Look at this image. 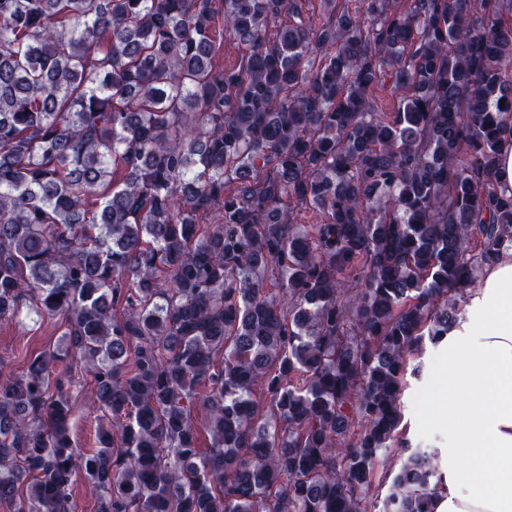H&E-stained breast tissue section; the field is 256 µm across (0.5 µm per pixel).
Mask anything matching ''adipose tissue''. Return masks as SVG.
<instances>
[{
  "instance_id": "1",
  "label": "adipose tissue",
  "mask_w": 512,
  "mask_h": 512,
  "mask_svg": "<svg viewBox=\"0 0 512 512\" xmlns=\"http://www.w3.org/2000/svg\"><path fill=\"white\" fill-rule=\"evenodd\" d=\"M425 422L444 430L434 454L442 484L430 512H512V249L485 267L465 311L435 345Z\"/></svg>"
}]
</instances>
